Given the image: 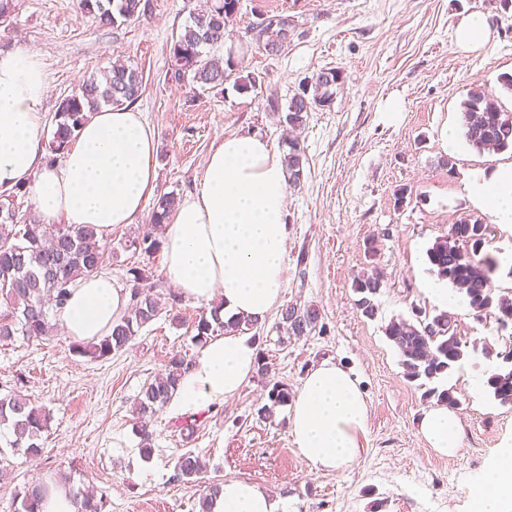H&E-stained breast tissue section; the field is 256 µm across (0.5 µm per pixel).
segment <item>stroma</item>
<instances>
[{
	"mask_svg": "<svg viewBox=\"0 0 512 512\" xmlns=\"http://www.w3.org/2000/svg\"><path fill=\"white\" fill-rule=\"evenodd\" d=\"M202 0H150L139 20L108 29L92 24L77 0H19L0 43L42 53L50 91L44 101L53 119L60 101L92 71H106L119 58L143 76L137 109L157 134L153 194L184 197L195 191L209 154L221 137L250 134L282 147L283 113L300 81L336 68L345 83L332 107L310 112L301 130L303 176L290 188L286 221L287 274L283 304L315 306L322 327L288 337L278 313L257 323L250 336L270 366L234 398L202 415L192 438L176 431L169 407L154 415L152 453L143 457L134 401L143 384L175 353L195 356L196 318L206 306L173 301L162 253L123 249L128 236L150 223L112 229L101 239L107 251L103 274L128 284L129 269L145 271L160 299L158 317L129 348L98 361L74 354L63 333L43 340L16 337L0 345V395L18 389L51 419L39 457L15 459L0 473V512H16V494L31 482L64 479L74 487L105 493L102 512H202L204 491L175 476V458L199 455L208 478L249 480L287 498L290 512H470L473 485L488 457L512 442V406L488 393L473 397L472 382H486L492 361L477 354L453 369L447 386L458 398L462 444L451 456L434 451L420 423L432 405L418 382L407 379L384 328L396 317L434 312L425 290L434 273L426 251L450 224L472 216L489 223L483 247L495 262L491 286L512 294V231L493 224L472 202L474 176L512 164V150L480 153L466 143L445 148L441 131L460 126V105L469 90H495L502 110L512 94L498 79L512 74V4L499 0H240L233 36L223 47L239 60L241 75L255 89L195 93L168 78L169 47ZM489 15L493 38L482 50L461 54L455 44L460 19ZM285 15L294 31L278 56L259 52L244 38L259 14ZM396 111H387V104ZM452 158L455 167L443 166ZM411 199L394 204L396 190ZM306 262H299V253ZM381 270L384 282L369 318L356 304L358 277ZM464 339L505 352L512 325L480 321L470 306L452 307ZM332 361L357 378L368 407L363 452L342 472L324 473L291 442L287 410L259 416L268 384L300 387L306 374Z\"/></svg>",
	"mask_w": 512,
	"mask_h": 512,
	"instance_id": "1",
	"label": "stroma"
}]
</instances>
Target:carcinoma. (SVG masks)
Listing matches in <instances>:
<instances>
[{
    "mask_svg": "<svg viewBox=\"0 0 512 512\" xmlns=\"http://www.w3.org/2000/svg\"><path fill=\"white\" fill-rule=\"evenodd\" d=\"M79 9L100 27L138 20L146 12L141 0H78ZM240 0H210L203 12L193 11L184 27L172 37L169 48V78L191 89L203 92L224 91V84L235 78L239 91L256 87L252 75L236 76L234 59L217 52L232 36L230 25L236 19ZM257 48L266 54H281L288 47L286 27L268 16V24L257 40ZM344 83L343 72L325 69L312 75L288 100L284 123L293 135L288 137L285 165L288 178L297 185L303 175V151L294 132L307 121L308 114L330 107ZM142 77L137 68L124 61L113 63L103 76L90 75L63 98L54 116L52 138L45 145L49 161H54L78 136L87 117L105 106L121 107L135 104L142 95ZM462 136L478 152H499L512 148V112H505L497 103L495 93L484 86H475L461 103ZM28 191L26 183L0 197V343L9 344L21 335L28 339L54 336L55 325L50 306L61 308L78 280L96 275L102 269L104 249L96 228L90 224H53L48 226L33 219L17 218L14 199ZM179 198L160 197L152 215V223L125 243L127 249L156 252L162 247L164 226ZM488 226L479 219L462 217L450 225L448 233L438 237L427 250V258L436 275L465 294L469 306L479 319L492 318L502 328L512 323V299L493 298L490 274L493 261L482 254ZM133 289L130 307L112 325L110 334L98 342H75L74 353L94 360H106L124 350L141 328L152 322L160 311L153 286L138 268L130 269ZM383 277L377 270L358 278L354 291L359 294L358 308L368 318L375 316V297L380 293ZM213 314L201 315L194 325L193 340L204 345L218 331L242 332L255 325L248 317L228 322ZM321 314L315 307L287 305L280 310V323L288 334L309 335L319 324ZM385 336L395 347L405 375L411 381L427 385L451 372L469 356L478 352L485 358L496 356L495 370L486 387L502 405H512V349L493 354L489 346L480 348L458 336L454 316L439 312L432 316L403 317L391 320ZM193 358L173 354L164 372L145 382L138 394L133 413L139 423L143 449L151 451L149 424L157 409L168 404L176 394L181 380L192 369ZM50 417L41 407L19 392L0 396V425L8 430L6 445L12 455L27 459L36 457L41 448L42 433L48 429ZM176 477L188 482H201L205 469L192 451L180 454L175 463ZM45 492L42 483H28L16 499L18 512H40ZM78 512H102L104 497L83 488L73 490Z\"/></svg>",
    "mask_w": 512,
    "mask_h": 512,
    "instance_id": "obj_1",
    "label": "carcinoma"
}]
</instances>
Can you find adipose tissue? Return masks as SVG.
<instances>
[{"label":"adipose tissue","instance_id":"ef3b65f1","mask_svg":"<svg viewBox=\"0 0 512 512\" xmlns=\"http://www.w3.org/2000/svg\"><path fill=\"white\" fill-rule=\"evenodd\" d=\"M48 80L38 54L0 50V192L27 183L46 224H91L99 234L137 222L155 181V129L132 106L105 108L82 126L61 163L44 153ZM473 202L512 229V166L476 176ZM288 181L279 151L252 135L225 136L211 152L197 189L183 198L163 237V273L182 297H221V318L264 319L285 286ZM131 294L111 277L80 280L60 312L65 336L96 342L126 312ZM257 351L248 336L212 338L197 352L172 399L175 413L217 409L248 384ZM369 408L356 378L326 361L304 378L289 405L299 453L319 471L345 470L363 451ZM462 424L445 405L426 411L421 433L440 454L461 446ZM211 512H288L287 499L254 483L224 480ZM471 512H512V443L497 449L478 476Z\"/></svg>","mask_w":512,"mask_h":512}]
</instances>
